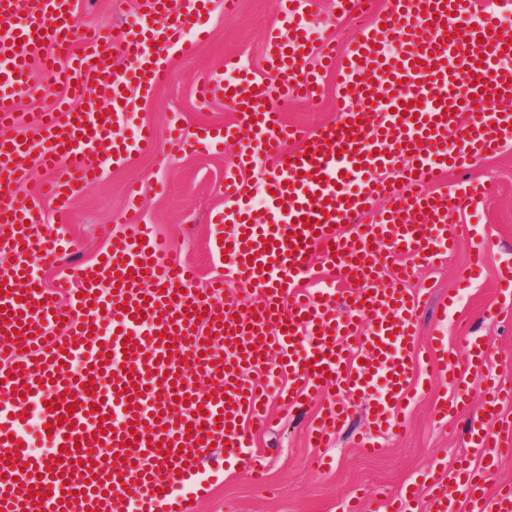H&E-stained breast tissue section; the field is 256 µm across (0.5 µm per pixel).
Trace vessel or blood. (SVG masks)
I'll return each instance as SVG.
<instances>
[{
  "label": "vessel or blood",
  "instance_id": "vessel-or-blood-1",
  "mask_svg": "<svg viewBox=\"0 0 512 512\" xmlns=\"http://www.w3.org/2000/svg\"><path fill=\"white\" fill-rule=\"evenodd\" d=\"M319 0H281L282 18L265 37V61L275 81L240 73L234 81L208 74L201 94H223L234 123L206 130L186 151L212 150L237 141L238 169L273 158L264 195L255 210L236 178L224 185L220 223L229 229L214 242L225 251L224 273L198 288L192 268L171 257L166 244L141 226L130 203L100 267L64 268L57 288L65 303L43 288L38 269L69 250L63 238H46L36 205L15 187L26 177L21 159L29 143L0 141V252L12 263L0 268V512H188L187 493L213 445L225 458L256 467L244 423L268 421L267 389L252 370L279 357L280 370L306 385H319L364 400L374 386L382 399L368 404L371 431L359 443L379 453L381 436L401 427L399 411L421 364L454 390L435 414L467 412L468 445L485 458L481 468L449 474L432 493L433 507L455 498L450 512H512V485L486 489L501 459L512 456V420L501 419L512 400V382L494 369L491 355L460 327L454 350L433 337L417 348L419 295L402 283L433 250H453L458 237L449 213L475 204L479 191L444 181L512 144V48L499 38V16L477 0H335L341 16L358 25L345 51L314 45L312 12ZM211 0H142L139 15L118 37L81 31L74 0H0V126L16 121L17 94L30 89L33 64L79 94L94 88L78 112L40 113L36 132L44 145L37 162L53 175L44 191L68 210L79 189L101 177L115 158L151 150L156 134H126L123 118L135 105L129 85L149 93L168 77L163 59L146 44L192 55L208 36ZM25 23H18L19 13ZM395 39V53L384 44ZM126 59L115 69V57ZM340 65L341 118L345 128L286 125L297 100L318 103L320 74L312 65ZM416 115H402L399 104ZM456 140H449V131ZM297 141L287 149V141ZM400 183L388 187L386 175ZM391 205L365 222L373 197ZM319 252L335 270L336 284L314 291L302 281L316 271ZM399 257L400 282L382 288L386 258ZM263 290L264 300L241 309L225 295V282ZM483 371L484 402L469 411L463 365ZM205 380L206 389L196 386ZM95 382L93 391L84 385ZM142 387L126 398L123 387ZM74 406L58 416L47 400ZM51 425L48 443L61 456L32 454L27 412ZM349 404L330 403L309 437L327 447Z\"/></svg>",
  "mask_w": 512,
  "mask_h": 512
}]
</instances>
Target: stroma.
<instances>
[{"label":"stroma","instance_id":"35a3bbf8","mask_svg":"<svg viewBox=\"0 0 512 512\" xmlns=\"http://www.w3.org/2000/svg\"><path fill=\"white\" fill-rule=\"evenodd\" d=\"M141 0H78L76 13L84 26L119 33L138 14ZM279 0H236L226 12L224 0H213L209 26L214 35L201 42L195 55L167 56L168 78L124 121L126 132L151 125L159 132L152 150L134 154L112 165L73 201L65 220H58L53 205L42 196L47 173L30 162L29 178L17 188L19 197L34 201L42 211L49 233H58L73 244L61 262L88 265L96 262L119 232L120 218L127 207V190H139L138 211L142 223L166 240L179 260L193 264L200 282L222 274L224 266L211 251V218L224 209V182L232 174L236 145L223 151L175 152L168 131L179 127L192 136L202 127H221L232 122L235 112L223 98H201L198 87L208 72H223L224 58L242 56L254 77H265L264 54L267 30L277 25ZM354 20L336 16L332 0H320L314 36L318 44L334 39L347 43L355 31ZM323 95L319 104L298 102L284 116L286 124L308 129L331 124L338 118L340 73L321 74ZM273 160L263 159L248 171L236 174L253 198H261ZM452 179L483 184L490 192L472 211L452 212L449 223L458 225L459 238L453 254L440 264L417 268L409 290L419 291L426 306L418 322L419 344L427 346L435 329H442L449 343H457L459 325H468L488 348L496 371L512 378V359L503 350L512 348V307L505 308L500 322L482 320L481 312L498 303L496 273L512 249V148L473 162L455 171ZM485 236V262L477 275H470L471 236ZM457 292L453 307L443 308L440 299ZM442 385L425 381L423 389L410 393L403 411L406 429L386 435L381 453L372 455L358 448L355 436L367 428L365 409L353 403L352 413L338 426L330 447L325 448L326 465L315 467L317 450L305 436L307 425L328 404V391H313L307 406L289 411L272 404V423L261 431L248 430L247 437L262 457L266 484L257 487L247 469L212 461L211 473L203 474V492L193 496L191 512H344L347 498L365 491L366 512H386L389 502L408 484L422 480L427 472L444 476L467 454V420L440 422L432 409Z\"/></svg>","mask_w":512,"mask_h":512}]
</instances>
